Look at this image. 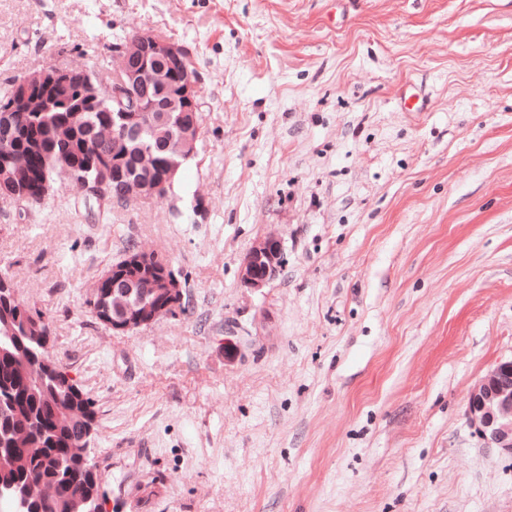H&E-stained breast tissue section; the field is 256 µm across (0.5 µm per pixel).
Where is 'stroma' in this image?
I'll use <instances>...</instances> for the list:
<instances>
[{
    "label": "stroma",
    "instance_id": "35a3bbf8",
    "mask_svg": "<svg viewBox=\"0 0 512 512\" xmlns=\"http://www.w3.org/2000/svg\"><path fill=\"white\" fill-rule=\"evenodd\" d=\"M187 50L203 124L165 196L0 198V268L90 399L104 512H512L467 418L512 358V0H0V90ZM277 233L264 288L242 261ZM184 311L89 306L132 250ZM138 255L132 259V254ZM129 254L127 261L118 265H112V270L106 271L100 283L112 285V295L119 293L127 297L133 292V286L139 279L146 282L141 289H148L137 296L132 307L122 314H114L104 304H98V294L94 301H90L93 311L98 313L100 320L112 327L113 331L128 332L154 323L167 309H174L182 300L181 284L174 274H169L168 266L162 262V268L155 264L158 257L148 248H141ZM154 262V264L152 263ZM166 304L162 306V303ZM181 306V303L178 307Z\"/></svg>",
    "mask_w": 512,
    "mask_h": 512
}]
</instances>
